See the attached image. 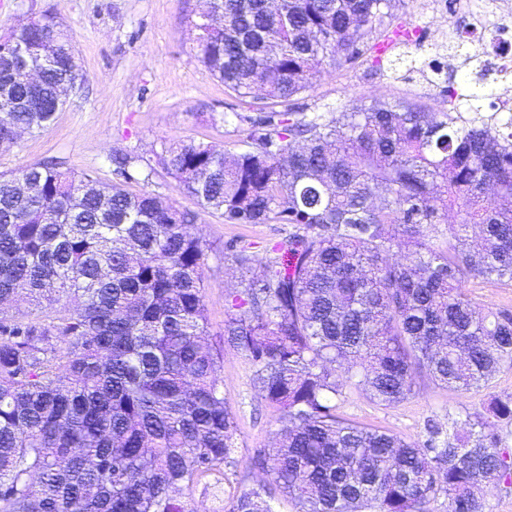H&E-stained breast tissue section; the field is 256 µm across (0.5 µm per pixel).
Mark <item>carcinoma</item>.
<instances>
[{"label": "carcinoma", "instance_id": "obj_1", "mask_svg": "<svg viewBox=\"0 0 512 512\" xmlns=\"http://www.w3.org/2000/svg\"><path fill=\"white\" fill-rule=\"evenodd\" d=\"M198 59L240 99L285 107L242 116L245 149L181 142L162 164L179 192L227 224H293L287 260L259 263L227 300L224 340L244 352L279 412L269 484L224 499L236 420L209 340L207 248L195 214L89 173L29 165L0 174V512H186L171 495L207 476L218 512H485L512 485L501 423L512 399L408 442L336 416L346 388L394 405L425 377L463 393L512 365V309L481 310L465 284H512V113L449 85L448 111L371 102L327 118L291 107L328 67L377 52L392 0H205ZM44 66L33 90L8 62ZM80 71L45 12L0 37V145L35 133ZM30 176L28 192L17 186ZM457 210L462 220L444 223ZM429 226L432 234L422 228ZM405 251L401 261L393 250ZM25 300L40 314L16 317ZM486 512H512V485L491 483L483 488Z\"/></svg>", "mask_w": 512, "mask_h": 512}]
</instances>
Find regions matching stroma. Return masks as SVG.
I'll return each instance as SVG.
<instances>
[{
	"label": "stroma",
	"instance_id": "obj_1",
	"mask_svg": "<svg viewBox=\"0 0 512 512\" xmlns=\"http://www.w3.org/2000/svg\"><path fill=\"white\" fill-rule=\"evenodd\" d=\"M204 0H0V35L30 18L51 12L58 30L68 34L81 59L79 91L44 129L0 147V172L33 163L54 164L77 173L90 172L102 183L121 182L114 154L127 155L132 179L128 190H146L182 209L194 201L179 193L159 162L169 145L194 140L228 153L243 147L246 117L254 106L241 103L197 58L193 19ZM500 0H396L377 38L391 30L415 29L412 41L396 45L375 62L330 69L295 103L306 114L341 112L373 100L408 101L428 112L448 109L443 88L462 79L461 72L432 77L421 64L469 29L473 11L495 17ZM193 225L208 246L204 299L211 342L223 347L224 400L236 416V468L224 483L225 496L266 483L253 468L257 450L274 445L278 414L258 394L252 366L243 352L223 342L226 297L241 282L233 251L247 247L258 258L272 257L274 246L291 232L288 224H228L211 210H196ZM487 394L461 393L419 379L416 393L391 405L371 402L345 390L336 400L340 416L377 427L409 441L424 442L447 432L454 421L482 412Z\"/></svg>",
	"mask_w": 512,
	"mask_h": 512
}]
</instances>
